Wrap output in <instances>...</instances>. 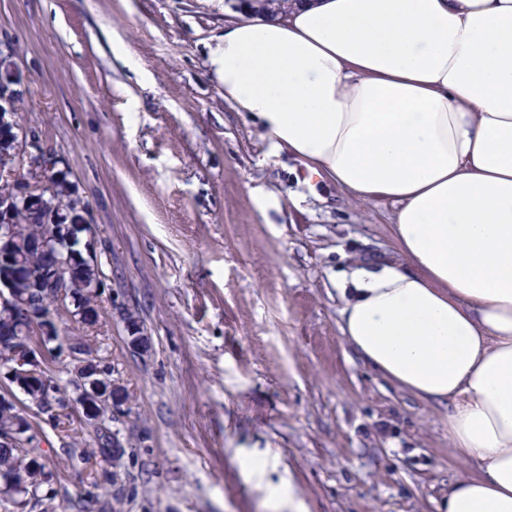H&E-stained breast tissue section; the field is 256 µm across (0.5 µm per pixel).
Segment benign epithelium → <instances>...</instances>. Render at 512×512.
<instances>
[{
	"instance_id": "benign-epithelium-1",
	"label": "benign epithelium",
	"mask_w": 512,
	"mask_h": 512,
	"mask_svg": "<svg viewBox=\"0 0 512 512\" xmlns=\"http://www.w3.org/2000/svg\"><path fill=\"white\" fill-rule=\"evenodd\" d=\"M13 150L0 155V247L17 235L19 217L30 209L31 196L41 193L46 181L59 176L58 156L43 148L36 133L18 129L12 142ZM27 174H22V170ZM43 231L30 240V249L49 253L52 265L28 267L26 283L33 295L19 301L15 294L11 273L0 274V315L21 314L27 320L31 337L24 341L22 352L8 363L0 359V366L7 368L10 380L20 390L22 379L39 377L43 353L56 341V321L52 305L70 304L84 308L85 298H99L102 279L87 275L79 268L78 254L74 248L75 229L87 226V211L77 224L69 223L70 210L57 202L43 203L39 207ZM102 386L90 391L98 408L85 410L87 418L99 417L103 408L112 402L102 395Z\"/></svg>"
}]
</instances>
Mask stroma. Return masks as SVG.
<instances>
[{
	"label": "stroma",
	"instance_id": "35a3bbf8",
	"mask_svg": "<svg viewBox=\"0 0 512 512\" xmlns=\"http://www.w3.org/2000/svg\"><path fill=\"white\" fill-rule=\"evenodd\" d=\"M231 0H0L13 119L88 204L106 288L88 326L56 320L49 375L76 396L86 342L127 394L39 431L54 512H436L464 472L448 408L398 389L345 342L337 274L392 256V210L308 188L209 67ZM133 311L151 339L129 343ZM118 439L111 463L96 450Z\"/></svg>",
	"mask_w": 512,
	"mask_h": 512
}]
</instances>
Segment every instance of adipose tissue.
I'll list each match as a JSON object with an SVG mask.
<instances>
[{"label":"adipose tissue","mask_w":512,"mask_h":512,"mask_svg":"<svg viewBox=\"0 0 512 512\" xmlns=\"http://www.w3.org/2000/svg\"><path fill=\"white\" fill-rule=\"evenodd\" d=\"M209 61L308 186L392 204L400 257L337 282L342 334L447 406L449 450L478 472L438 512H512V0L244 6Z\"/></svg>","instance_id":"ef3b65f1"}]
</instances>
